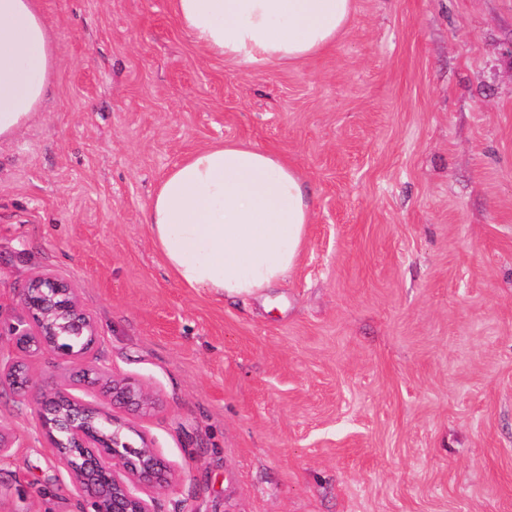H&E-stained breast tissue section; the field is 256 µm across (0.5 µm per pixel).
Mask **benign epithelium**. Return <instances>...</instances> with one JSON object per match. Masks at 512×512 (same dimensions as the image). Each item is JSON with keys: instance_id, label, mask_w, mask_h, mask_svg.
I'll use <instances>...</instances> for the list:
<instances>
[{"instance_id": "1", "label": "benign epithelium", "mask_w": 512, "mask_h": 512, "mask_svg": "<svg viewBox=\"0 0 512 512\" xmlns=\"http://www.w3.org/2000/svg\"><path fill=\"white\" fill-rule=\"evenodd\" d=\"M70 336H85L87 344L76 347ZM97 339L96 323L76 289L54 274H36L20 294L13 320L0 322V343L8 341L32 360L48 354L76 365L78 375L40 387L29 363L0 353V385L32 399L33 418L63 463L81 512H156V495L174 484L176 469L146 433L124 419L149 417L154 394L134 377L107 374L92 364Z\"/></svg>"}]
</instances>
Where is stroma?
I'll return each mask as SVG.
<instances>
[{
    "label": "stroma",
    "mask_w": 512,
    "mask_h": 512,
    "mask_svg": "<svg viewBox=\"0 0 512 512\" xmlns=\"http://www.w3.org/2000/svg\"><path fill=\"white\" fill-rule=\"evenodd\" d=\"M54 95L0 145V316L50 272L98 365L148 384L180 478L156 512H512V0H355L335 45L250 69L171 0H40ZM271 148L313 220L288 280L217 300L145 224L189 153ZM0 512H78L28 406Z\"/></svg>",
    "instance_id": "obj_1"
}]
</instances>
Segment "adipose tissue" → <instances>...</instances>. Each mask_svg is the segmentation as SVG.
Returning a JSON list of instances; mask_svg holds the SVG:
<instances>
[{
	"label": "adipose tissue",
	"mask_w": 512,
	"mask_h": 512,
	"mask_svg": "<svg viewBox=\"0 0 512 512\" xmlns=\"http://www.w3.org/2000/svg\"><path fill=\"white\" fill-rule=\"evenodd\" d=\"M172 10L206 54L260 68L334 45L354 0H172ZM59 65L40 0H0V143L14 140L41 109ZM145 222L181 284L218 299L259 298L295 270L311 201L282 155L229 142L171 168Z\"/></svg>",
	"instance_id": "ef3b65f1"
}]
</instances>
